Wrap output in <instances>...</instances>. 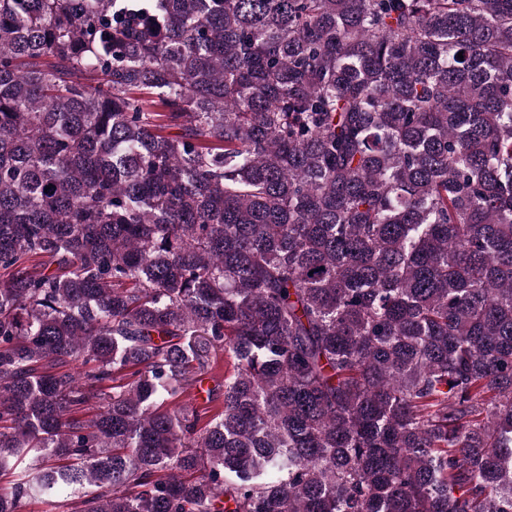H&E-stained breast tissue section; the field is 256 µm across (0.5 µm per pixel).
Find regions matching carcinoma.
<instances>
[{
	"label": "carcinoma",
	"mask_w": 512,
	"mask_h": 512,
	"mask_svg": "<svg viewBox=\"0 0 512 512\" xmlns=\"http://www.w3.org/2000/svg\"><path fill=\"white\" fill-rule=\"evenodd\" d=\"M0 475L512 512V0H0Z\"/></svg>",
	"instance_id": "carcinoma-1"
}]
</instances>
